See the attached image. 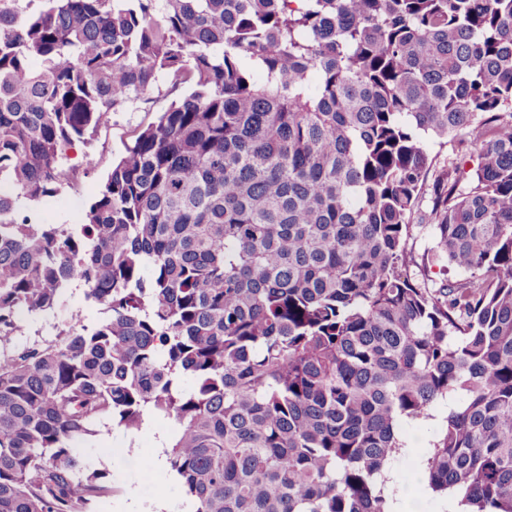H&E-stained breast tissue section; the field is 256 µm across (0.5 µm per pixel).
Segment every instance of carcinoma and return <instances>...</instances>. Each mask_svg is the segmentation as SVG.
Returning a JSON list of instances; mask_svg holds the SVG:
<instances>
[{"label": "carcinoma", "instance_id": "carcinoma-1", "mask_svg": "<svg viewBox=\"0 0 512 512\" xmlns=\"http://www.w3.org/2000/svg\"><path fill=\"white\" fill-rule=\"evenodd\" d=\"M429 138L476 166L417 260ZM74 285L102 318L11 346ZM105 419L170 424L193 512H401L407 457L440 512H512V0H0V512H97ZM175 94L168 92L167 85L159 81L146 103L137 102L127 112H117L111 123L102 128L90 145L76 143L68 153L69 165L79 170L85 191L81 195L62 192L43 214L51 224H82L85 212L94 196L104 184L112 169V162L130 142L131 130L140 123L155 121L158 112L164 111ZM417 216L414 215L411 221V224H414L412 228L413 237L409 242V247L412 246V251L416 256L430 251L436 245L435 239L430 232L421 225H418L420 223Z\"/></svg>", "mask_w": 512, "mask_h": 512}]
</instances>
